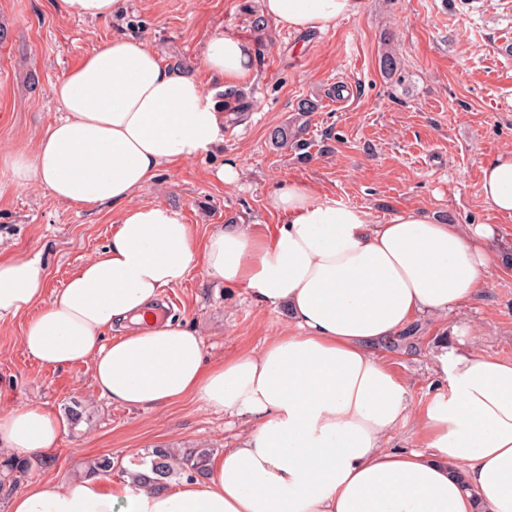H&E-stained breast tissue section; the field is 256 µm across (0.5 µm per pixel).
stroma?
<instances>
[{
    "label": "stroma",
    "instance_id": "35a3bbf8",
    "mask_svg": "<svg viewBox=\"0 0 512 512\" xmlns=\"http://www.w3.org/2000/svg\"><path fill=\"white\" fill-rule=\"evenodd\" d=\"M261 0H127L123 16L65 19L51 0H0V155L33 148L61 108L52 86L85 54L117 32L157 48L164 64L193 69L207 91L219 93L202 62L216 28L256 45L258 77L242 83L254 102L209 157L178 160L159 170L139 194L141 204L179 210L203 244L227 223L262 233L282 221L269 193L291 181L383 224L415 208L439 224H493L490 250L505 262L491 270L476 296L447 317H415L412 348L381 346L392 371L406 381L414 407L434 394L443 347L472 348L512 361V215L491 210L478 192L483 165L512 151V0H362L360 11L327 31L297 33L268 22L253 27ZM396 71H381L384 52ZM315 102L305 137L307 155L274 147V128L292 120L300 100ZM243 175L235 186L215 177L225 160ZM0 158V257L40 256L47 291L62 288L109 243L118 210L89 211L60 202L42 187H16ZM173 321L203 336L205 356L220 363L260 351L289 330L285 309L263 308L243 288L224 286L195 270L173 287ZM26 316L0 319V413L38 405L63 421L58 446L33 463L28 481L55 473L78 477L107 454L121 481L153 448L177 451L234 447L246 418L198 399L140 409L109 403L94 386L90 366L49 368L22 345ZM83 416L71 422L68 409Z\"/></svg>",
    "mask_w": 512,
    "mask_h": 512
}]
</instances>
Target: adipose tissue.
I'll list each match as a JSON object with an SVG mask.
<instances>
[{
  "label": "adipose tissue",
  "mask_w": 512,
  "mask_h": 512,
  "mask_svg": "<svg viewBox=\"0 0 512 512\" xmlns=\"http://www.w3.org/2000/svg\"><path fill=\"white\" fill-rule=\"evenodd\" d=\"M127 0H52L63 18L120 15ZM362 0H262L296 32L324 31ZM254 44L215 30L202 63L225 86L253 79ZM64 115L36 148L7 160L13 184L90 210L119 209L106 248L46 293L39 257L0 260V318L29 313L26 352L52 368L91 364L99 395L135 407L188 397L251 428L212 456L205 480L153 488L132 477H56L15 493L8 512H512V361L440 355V389L413 410L409 386L378 353L416 315L447 314L481 288L498 257L490 224H436L415 210L373 223L369 212L288 183L268 202L271 234L227 224L196 248L183 215L135 203L166 164L205 157L224 117L193 70L165 65L142 39L117 34L53 87ZM479 193L512 214V151L482 168ZM285 308L291 331L221 364L189 326L155 316L164 289L194 269ZM126 335L109 337L114 325ZM401 431L425 447L390 448ZM52 412L0 416V446L29 461L57 448Z\"/></svg>",
  "instance_id": "ef3b65f1"
}]
</instances>
